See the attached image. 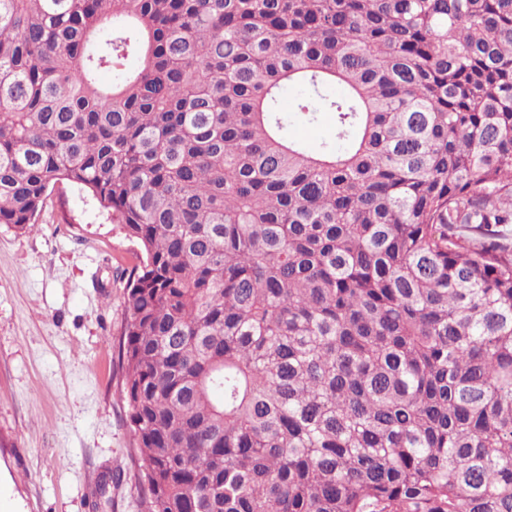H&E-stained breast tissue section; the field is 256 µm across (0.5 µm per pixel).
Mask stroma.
<instances>
[{
    "instance_id": "stroma-1",
    "label": "stroma",
    "mask_w": 512,
    "mask_h": 512,
    "mask_svg": "<svg viewBox=\"0 0 512 512\" xmlns=\"http://www.w3.org/2000/svg\"><path fill=\"white\" fill-rule=\"evenodd\" d=\"M138 251L73 184L0 224V512H143L114 348Z\"/></svg>"
}]
</instances>
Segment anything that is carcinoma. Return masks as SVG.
Returning <instances> with one entry per match:
<instances>
[{
    "instance_id": "carcinoma-1",
    "label": "carcinoma",
    "mask_w": 512,
    "mask_h": 512,
    "mask_svg": "<svg viewBox=\"0 0 512 512\" xmlns=\"http://www.w3.org/2000/svg\"><path fill=\"white\" fill-rule=\"evenodd\" d=\"M63 183L145 512H512V0H0V224ZM292 134L296 139L312 146L331 141L334 137V124L331 114H325L319 122L313 124L296 125Z\"/></svg>"
}]
</instances>
